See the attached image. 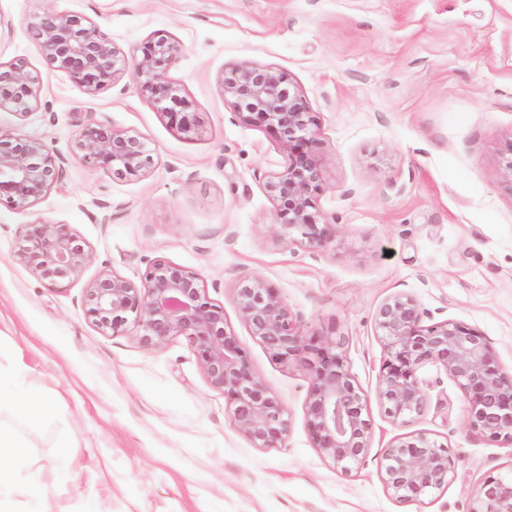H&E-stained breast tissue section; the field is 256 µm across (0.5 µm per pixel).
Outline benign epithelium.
Here are the masks:
<instances>
[{"label":"benign epithelium","instance_id":"obj_1","mask_svg":"<svg viewBox=\"0 0 512 512\" xmlns=\"http://www.w3.org/2000/svg\"><path fill=\"white\" fill-rule=\"evenodd\" d=\"M31 30L47 63L88 95L129 72L138 92L178 131L186 134L198 126L196 113L188 111L169 77L181 53L169 37L156 35L128 59L83 15L52 11ZM222 87L242 123L273 128L288 145V166L265 184L276 204L281 235L307 250L326 249L328 239L319 230L321 214L314 202L321 170L307 151L315 120L306 98L286 74L253 64L225 70ZM40 93V76L25 59L0 62V109L23 117L35 110ZM73 151L85 163L120 177L142 176L154 166L153 152L139 135L95 123L80 128ZM61 177L62 160L46 141L0 133V206L30 208ZM90 259L85 242L67 225H25L17 260L39 279L52 285L78 280ZM237 299L252 336L274 357L314 356L316 372L306 407L310 435L326 461L351 473L369 453L372 423L365 396L346 369L341 343L302 335L277 293L259 278L244 280ZM83 302L87 317L104 333L131 320L150 346L190 337L208 382L227 395L233 421L250 442L275 448L285 439L289 420L284 405L253 373L246 351L224 322V308L209 299L198 273L156 260L138 285L103 270L85 284ZM425 318L418 300L408 294L387 299L377 311L376 329L386 351L377 396L385 413L402 424L421 415L427 395L417 372L434 363L461 389L471 428L512 440V375L501 371L492 347L471 328L452 319L427 324ZM378 466L388 494L399 502L421 501L448 488L456 477L448 447L423 431L393 439ZM469 512H512V473L486 477L471 497Z\"/></svg>","mask_w":512,"mask_h":512}]
</instances>
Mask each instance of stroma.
Wrapping results in <instances>:
<instances>
[{"mask_svg": "<svg viewBox=\"0 0 512 512\" xmlns=\"http://www.w3.org/2000/svg\"><path fill=\"white\" fill-rule=\"evenodd\" d=\"M81 14L125 56L163 34L182 53L170 72L197 112L187 136L141 96L131 75L96 95L47 64L30 27L49 11ZM41 77L38 107L0 111V130L47 141L63 160L57 186L28 209H0V428L26 459L7 504L28 512H468L475 488L512 472V442L470 428L467 402L436 364L418 371L427 406L392 421L376 389L385 357L375 318L388 298L418 299L429 321L484 336L512 373V0H0V61ZM286 73L316 119L327 222L320 252L275 230L264 184L288 165L270 130L243 124L225 68ZM97 123L142 136L155 157L140 177L80 160L72 145ZM66 224L89 247L81 280L50 286L17 262L26 224ZM162 259L197 271L285 405L290 428L257 448L235 426L192 340L141 343L88 320L83 286L108 269L135 283ZM274 288L303 334L339 341L367 399L372 448L342 474L315 448L307 358L281 362L252 336L237 288ZM37 391L52 417H26ZM424 431L448 445L458 475L421 502L391 498L378 471L386 444Z\"/></svg>", "mask_w": 512, "mask_h": 512, "instance_id": "35a3bbf8", "label": "stroma"}]
</instances>
